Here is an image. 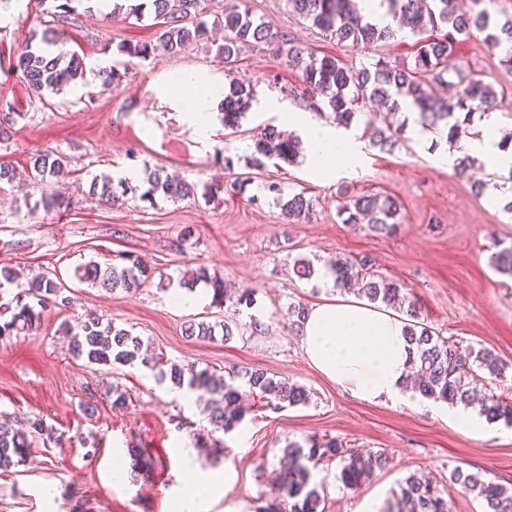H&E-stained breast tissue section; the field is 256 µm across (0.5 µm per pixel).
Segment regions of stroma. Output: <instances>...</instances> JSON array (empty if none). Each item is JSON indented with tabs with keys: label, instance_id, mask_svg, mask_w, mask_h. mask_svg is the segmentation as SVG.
Instances as JSON below:
<instances>
[{
	"label": "stroma",
	"instance_id": "stroma-1",
	"mask_svg": "<svg viewBox=\"0 0 512 512\" xmlns=\"http://www.w3.org/2000/svg\"><path fill=\"white\" fill-rule=\"evenodd\" d=\"M233 4L303 51L333 55L356 68L378 58L410 62L416 54L417 39L409 34L370 47L337 44L290 12L287 0H208L207 41L178 56L143 60L121 53L120 46L155 42L150 19L113 21L95 8L81 13L66 43L84 57L83 80L59 94H39L10 65L31 33L43 32L47 16L36 0H0V117L9 111L25 115L0 143V164L17 172L16 182L0 184V267L12 268L23 283L40 273L59 279L72 298L71 307L44 313L37 329L0 337V421L39 418L52 429L35 440L25 463L0 471V512H174L188 485L217 472L222 478L205 512H266L276 496L282 448L310 436L389 457L356 490L340 482L339 460L319 461L313 476L323 488V512H382L413 473L433 477L450 512H483L482 500L452 481L451 473L457 467L487 470L512 483V426L493 423L488 433L468 436L444 413L350 397L308 364L288 306L336 294L319 278L298 279L294 259H367L379 277L418 300L434 332L461 347L495 349L506 359V378L495 391L512 401V277L490 264L493 253L512 246V213L505 209L512 180L484 171L460 176L434 164L433 155L452 150L461 156L465 145H450L442 132L422 141L414 124L392 151L380 150L358 120L352 131L364 154L355 169L314 181L300 162L268 166L282 197L301 192L313 203L310 221L286 223L282 197L266 195L260 179L247 177L249 131L280 124L289 111L310 113L322 123L328 116L303 95L285 57L264 46L242 50L236 76L252 87L257 103L234 136L218 122L209 140L199 141L161 91L167 78L189 69L223 81L217 54L223 32L217 24ZM501 57L477 32L459 38L450 63L474 70L502 91L495 116L502 135L512 131V74ZM112 67L123 77L108 86L100 72ZM47 149L66 154L72 168L51 184L72 201L61 213L34 208L40 189L25 182L33 154ZM228 156L234 160L230 171L224 167ZM147 167L200 185H228L239 176L245 182L241 190L227 189L209 200L161 199L154 205L132 194L124 206L110 207L88 194L97 175L142 186ZM480 182L485 191L477 190ZM370 192L397 200L395 234L343 223L340 205ZM123 251L139 255L152 272L136 291L112 292L76 278L77 266L114 260ZM200 265L221 275L227 288L253 289L254 305L218 308L206 289L198 301L178 304L181 273ZM94 316L140 336L160 368L192 364L219 375L262 369L305 388L309 402L278 410L254 397L236 431L212 433L204 401L159 381L154 370L138 363L107 368L74 357L64 329ZM221 319L243 324V334L225 341L184 332L189 321ZM253 319L259 327L251 331ZM116 389L126 395L124 406L112 404ZM118 466L127 471L120 484L112 481Z\"/></svg>",
	"mask_w": 512,
	"mask_h": 512
}]
</instances>
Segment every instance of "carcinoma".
<instances>
[{
  "label": "carcinoma",
  "mask_w": 512,
  "mask_h": 512,
  "mask_svg": "<svg viewBox=\"0 0 512 512\" xmlns=\"http://www.w3.org/2000/svg\"><path fill=\"white\" fill-rule=\"evenodd\" d=\"M83 0H40L47 5L46 13L52 26L44 31L42 44L27 46L12 62L13 71L21 75L28 87L42 91L59 92L84 74L83 56L75 51H64L66 28L76 25L78 5ZM157 20V43H142L121 47V51L146 59L162 51L178 55L200 43L207 36L204 21L193 27L184 22L203 14L204 0H149ZM299 17L311 23L325 36L339 43L371 45L390 39L396 30L390 26L379 27L367 20L358 10L355 0H287ZM388 12L397 27L408 28L414 35L427 29L440 30L443 35L419 43L414 62L394 64L383 58L368 67L356 69L332 56L317 57L299 50L291 39L279 35L262 21L251 17L249 10L224 14V45L218 54L224 59V101L221 103L224 128L235 134L242 127L253 106V89L234 77V63L242 49L265 44L286 55L301 72L303 85L330 108L338 125L350 127L355 118H365L366 131L372 144L382 150L394 148L406 132V124L394 126L366 112L367 103L378 102L389 112L401 109L416 115L414 123L424 129H447L451 142L468 134V126L477 113L498 107V95L492 84L485 82L470 70L461 68L448 72V57L452 55L457 38L469 37L473 32L486 33L485 40L494 50L503 53L502 65L512 72V16L504 22L491 18L488 9L481 7L482 0H473V10L460 13L455 0H387ZM453 86L456 92L448 97L438 94L437 88ZM252 152L247 158L248 168L262 172L268 161L279 159L292 163L299 155L298 141L285 135L272 124L257 126L251 138ZM69 166L63 153L45 151L31 158L29 178L37 185L46 186L50 179ZM148 188L140 199L156 203V195L181 201L193 199L197 186L176 176L156 169L148 173ZM135 190L121 180L112 185V177L104 175L92 179L89 192L109 205L125 202L127 193ZM47 212L68 210L69 198L59 192H41L37 201ZM312 209L311 200L300 192L282 204V213L289 221L305 220ZM343 223L359 224L368 219V229L377 234L390 235L399 227V206L388 195L372 193L353 196L341 207ZM493 267L501 274L512 277V247H506L491 256ZM334 276L336 289L365 297L373 303L406 311L411 318L406 337L412 347L410 379L413 389L427 399L442 401L450 406L461 404L473 407L489 423L504 422L512 425V403L506 402L494 391L482 398L473 394V385L482 383L493 386L506 377L509 365L494 350L482 346L461 352L448 338L434 334L431 328L419 321L420 307L402 288L394 283L378 280L371 273L369 261L336 258L325 263ZM151 273L132 253H123L116 263L101 265L90 261L82 267L80 280L95 286L126 291L140 288ZM203 281L210 285L212 303L216 307L228 304L234 308L254 305L253 291L244 290L232 296L224 289V280L206 267L196 270L193 277L182 285L193 287ZM71 298L65 295V285L43 274L31 278L26 285L18 286L11 299L0 303V337L30 331L41 323V318L51 307H67ZM221 328L224 339L234 336L230 323L215 324L191 322L186 328L188 336H213ZM69 349L73 355L91 364L113 366L132 365L140 362L153 368L156 363L143 353L140 337L111 321L89 318L68 331ZM160 380L169 381L179 390L188 393L203 392L209 395L208 419L214 430L225 434L236 429L245 419L246 409L240 404L242 390L259 393L266 405L274 409L295 407L308 401L307 391L296 385H286L261 370L236 369L228 376H218L209 369H197L177 363L168 370L159 371ZM52 428L39 418L26 424L0 423V470L8 471L26 461L32 454L34 440L51 435ZM288 467L278 476L277 497L267 512H283L281 505L288 504L289 512H319L321 495L313 481L309 464H316L324 457L338 458L342 467L339 479L349 489H358L370 480L377 468L388 462L385 452L363 454L345 448L337 440L321 441L307 438L304 442L290 441L282 449ZM453 479L461 487L480 498L485 512H512V483L489 477L483 471H453ZM387 512H449L448 501L428 476L411 474L400 485L396 494V510Z\"/></svg>",
  "instance_id": "carcinoma-1"
}]
</instances>
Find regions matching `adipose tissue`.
<instances>
[{"instance_id":"ef3b65f1","label":"adipose tissue","mask_w":512,"mask_h":512,"mask_svg":"<svg viewBox=\"0 0 512 512\" xmlns=\"http://www.w3.org/2000/svg\"><path fill=\"white\" fill-rule=\"evenodd\" d=\"M164 97L182 112L196 137L205 139L224 86L198 72L183 71L166 82ZM287 121L289 129L299 131L306 166L317 177L330 178L337 169L356 164L360 144L354 137L314 121L306 112L289 113ZM495 126V119L487 118L484 132L467 147L488 169L506 173L512 171V148L499 147ZM405 332L399 315L352 296H339L309 307L300 343L309 364L353 398L428 410L431 402L404 386L410 347Z\"/></svg>"}]
</instances>
